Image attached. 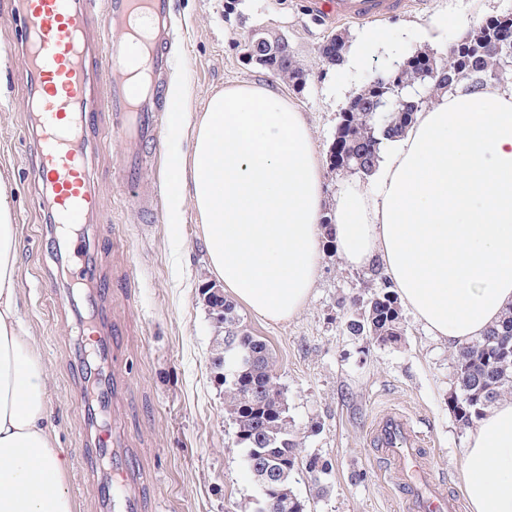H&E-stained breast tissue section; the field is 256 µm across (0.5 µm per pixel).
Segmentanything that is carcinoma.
<instances>
[{
    "instance_id": "carcinoma-1",
    "label": "carcinoma",
    "mask_w": 512,
    "mask_h": 512,
    "mask_svg": "<svg viewBox=\"0 0 512 512\" xmlns=\"http://www.w3.org/2000/svg\"><path fill=\"white\" fill-rule=\"evenodd\" d=\"M500 21L489 18L471 30L461 45L439 62L423 54L404 63L399 81L364 85L352 95L353 103L339 113L336 138L330 155L332 170L352 174L371 173L379 144L406 127L414 111L425 99L408 98L399 84L424 80L427 66L433 64L438 77L427 91L450 90L464 83L478 91L500 82L501 56L488 52V45L503 32ZM340 37L327 40L322 58L330 66L344 62ZM246 58L258 61L268 72L288 79L294 87L306 84V74L283 38L266 32L248 37ZM216 323L224 327L223 347L212 364L218 382L224 386V405L233 418L234 447L263 489L260 502H251L245 512H259L267 502V512H307V503L293 490L292 477L299 466L300 448L288 421L284 392L273 375L270 349L261 337L240 325L235 305L224 297L207 302ZM347 329L353 336H365L380 345H392L403 336L398 298L389 287L364 298L353 296L347 303ZM455 389L448 398V409L469 427L481 419L485 409L512 390V308L484 335L453 352ZM305 470L314 483L329 471L317 456L309 457Z\"/></svg>"
}]
</instances>
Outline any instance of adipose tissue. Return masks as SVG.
Here are the masks:
<instances>
[{
	"label": "adipose tissue",
	"mask_w": 512,
	"mask_h": 512,
	"mask_svg": "<svg viewBox=\"0 0 512 512\" xmlns=\"http://www.w3.org/2000/svg\"><path fill=\"white\" fill-rule=\"evenodd\" d=\"M189 128L173 198L190 192L211 273L237 302L279 322L316 283L325 210L322 164L297 107L242 83L185 112ZM345 264L381 266L405 307L459 348L512 306V89L431 96L401 137L383 140L367 183L345 184L333 208ZM19 246L0 176V512H75L67 464L47 413L48 376L18 314ZM470 512H512V397L469 432L463 450Z\"/></svg>",
	"instance_id": "obj_1"
}]
</instances>
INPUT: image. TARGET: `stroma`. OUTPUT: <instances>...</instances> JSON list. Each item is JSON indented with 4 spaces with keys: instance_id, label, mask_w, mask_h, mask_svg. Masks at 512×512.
<instances>
[{
    "instance_id": "stroma-1",
    "label": "stroma",
    "mask_w": 512,
    "mask_h": 512,
    "mask_svg": "<svg viewBox=\"0 0 512 512\" xmlns=\"http://www.w3.org/2000/svg\"><path fill=\"white\" fill-rule=\"evenodd\" d=\"M301 0H240L227 13L225 0H175L176 58L169 79L186 83L188 111H202L224 87L257 83L278 89L304 112L315 147L329 159L339 113L373 70H390L410 56L442 59L461 30L424 40L431 22L452 14L472 29L512 12V0H428L425 9L371 22L313 23ZM18 0H0V170L14 200L20 262L19 308L50 374L47 409L69 463L66 488L75 512H113L96 480L79 463L99 431L115 429L122 450L136 454L142 475L143 512H244L260 490L242 454L232 445V420L212 359L217 326L201 297L214 278L204 267L201 226L190 197L179 201L181 223L169 221V183L179 129L166 125L146 157L139 185L127 189L120 164L124 146L101 112L90 136L92 179L103 208L81 237L83 258L57 245L38 202L36 152L28 138L30 80L19 55ZM284 35L308 79L303 88L271 76L243 58L251 30ZM380 32L374 43L364 42ZM342 35L362 63L335 68L321 45ZM153 199V223L142 221L140 198ZM319 276L305 308L292 320L272 323L237 306L243 326L266 340L273 370L288 404V419L303 455L330 464L323 484L305 470L293 478L310 512H398L392 484L368 428L384 408L407 412L427 434L428 458L449 487L463 491V448L468 434L448 409L454 389L451 351L403 313L400 343L381 346L351 335L342 303L368 295L379 277L343 265L322 245ZM96 277L88 288L71 287L81 262Z\"/></svg>"
}]
</instances>
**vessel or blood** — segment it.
<instances>
[{
  "label": "vessel or blood",
  "mask_w": 512,
  "mask_h": 512,
  "mask_svg": "<svg viewBox=\"0 0 512 512\" xmlns=\"http://www.w3.org/2000/svg\"><path fill=\"white\" fill-rule=\"evenodd\" d=\"M99 1L105 5L100 12L94 9ZM408 5L422 9L426 0H310L312 13L328 22L374 21ZM174 12V0H21L24 64L34 81L35 176L55 227L78 230L100 208L87 161L88 135L98 125L88 105L92 82L107 101L113 133L126 142L123 179L137 182L146 148L161 137V81L173 64ZM137 15L149 20L146 34L131 25ZM369 436L389 465L405 512H462L460 496L432 469L426 436L408 413L379 412ZM113 480L103 497L120 486L119 512H139L133 464L125 463Z\"/></svg>",
  "instance_id": "vessel-or-blood-1"
}]
</instances>
